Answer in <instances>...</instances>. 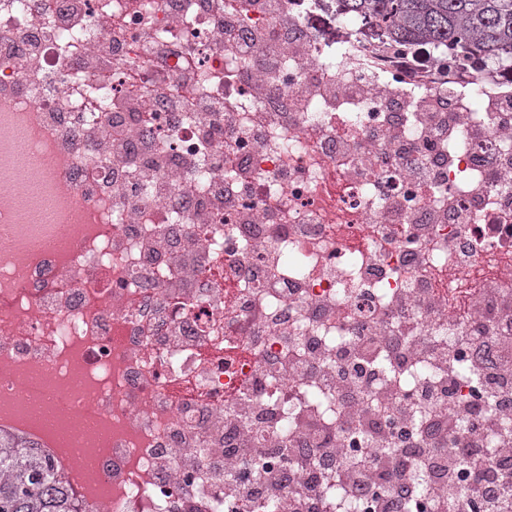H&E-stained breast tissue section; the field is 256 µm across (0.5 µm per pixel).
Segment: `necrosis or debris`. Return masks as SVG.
Masks as SVG:
<instances>
[{"instance_id":"1","label":"necrosis or debris","mask_w":512,"mask_h":512,"mask_svg":"<svg viewBox=\"0 0 512 512\" xmlns=\"http://www.w3.org/2000/svg\"><path fill=\"white\" fill-rule=\"evenodd\" d=\"M2 224L0 431L82 512H339L299 471L388 419L433 502L427 424L512 399V68L334 0H0ZM37 378L67 446L3 410Z\"/></svg>"}]
</instances>
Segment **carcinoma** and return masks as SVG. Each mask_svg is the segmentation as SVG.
I'll return each mask as SVG.
<instances>
[{
    "mask_svg": "<svg viewBox=\"0 0 512 512\" xmlns=\"http://www.w3.org/2000/svg\"><path fill=\"white\" fill-rule=\"evenodd\" d=\"M340 17L384 30L387 47L444 44L456 58L488 56L512 65V0H336ZM0 512H78L54 462L0 436Z\"/></svg>",
    "mask_w": 512,
    "mask_h": 512,
    "instance_id": "carcinoma-1",
    "label": "carcinoma"
}]
</instances>
